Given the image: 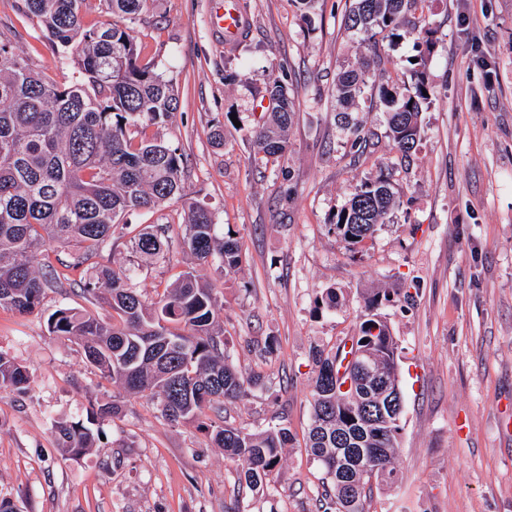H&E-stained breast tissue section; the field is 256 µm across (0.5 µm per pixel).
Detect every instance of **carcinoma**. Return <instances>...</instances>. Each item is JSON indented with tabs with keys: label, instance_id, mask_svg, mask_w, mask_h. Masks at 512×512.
<instances>
[{
	"label": "carcinoma",
	"instance_id": "obj_1",
	"mask_svg": "<svg viewBox=\"0 0 512 512\" xmlns=\"http://www.w3.org/2000/svg\"><path fill=\"white\" fill-rule=\"evenodd\" d=\"M105 2L112 15L123 18L139 15L147 0ZM424 2L356 0L349 20L364 33L369 55L360 68L338 74L336 97L343 107L353 106L367 73L379 65V39L395 35L404 15ZM84 4L22 0L20 5L22 14L76 61L81 79L67 86L45 78L11 45L0 42V307L34 313L54 278L53 266L42 261L46 246L72 248L64 267L78 275L84 295L103 299L113 315L106 321L63 306L48 318L49 335L76 341L104 378L147 397L168 423L199 422L212 446L236 462L239 479L260 489L277 478L292 435L281 423L250 432L224 420V405L248 398L262 377L229 362L217 293L190 267L150 301L129 287V269L101 262L119 226L132 229V252L166 258L170 225L133 228L128 217L173 199L185 201L184 253L201 263L216 260L232 273L241 267L242 252L236 238L218 230L205 205L186 200L185 155L142 136L145 124L173 117L177 99L172 85L140 63L136 43L118 24L85 28ZM432 46L427 39L415 44L417 62L406 96L398 100L389 88H379L388 107V137L404 155L419 139V114L429 100L426 66ZM267 92L276 106L254 143L264 156L278 157L288 147L295 112L281 81H273ZM396 203L390 178L382 174L351 194L328 231L355 251L374 238ZM395 303L386 290L368 295L355 333L312 355L305 448L326 475L322 512H364L372 485L391 486L398 478L402 413H389L374 425L380 419L379 393L373 378L356 366L357 353L368 352L383 364L388 388L400 387L397 340L378 313ZM336 374L352 379L353 389L336 392ZM31 384L28 368L0 349V392L24 394ZM209 414L207 423L203 417ZM53 429L69 458L84 455L96 441L94 431L80 421L58 420ZM350 448L363 452L352 461Z\"/></svg>",
	"mask_w": 512,
	"mask_h": 512
}]
</instances>
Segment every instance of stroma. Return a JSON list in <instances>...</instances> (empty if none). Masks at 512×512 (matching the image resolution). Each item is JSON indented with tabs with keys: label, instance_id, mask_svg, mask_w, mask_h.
Segmentation results:
<instances>
[{
	"label": "stroma",
	"instance_id": "1",
	"mask_svg": "<svg viewBox=\"0 0 512 512\" xmlns=\"http://www.w3.org/2000/svg\"><path fill=\"white\" fill-rule=\"evenodd\" d=\"M352 5L247 0L251 29L231 52L208 24L217 0H149L128 24L142 62L177 98L173 120L147 126L148 137L185 153L189 198L242 244L238 272L213 263L198 273L223 304L231 360L263 379L248 400L228 404V423L256 430L279 413L294 436L275 483L241 485L236 464L197 424H169L148 398L87 365L76 342L49 336L60 305L111 314L62 277L39 312L0 308V349L33 375L25 396L0 393V498L21 512H317L325 474L304 447L311 349L354 334L364 295L380 288L404 299L383 310L404 399L400 479L373 488L365 512H512V0H426L432 94L406 159L387 136L379 88L407 87L419 37L410 26L384 40L383 63L352 110L367 138L363 154L351 147L352 128L336 122V75L367 54L363 34L345 24ZM0 41L53 80L77 75L19 0H0ZM276 79L297 121L287 152L268 159L252 140L272 110L265 88ZM218 123L220 147L210 139ZM382 174L401 204L364 253H353L327 226ZM169 256L135 261L128 237L112 238L111 261L132 269L131 286L149 299L185 268L180 245ZM326 288L341 297L336 310L315 307ZM113 400L122 412L99 423L95 447L62 457L53 421L86 420L92 405Z\"/></svg>",
	"mask_w": 512,
	"mask_h": 512
}]
</instances>
